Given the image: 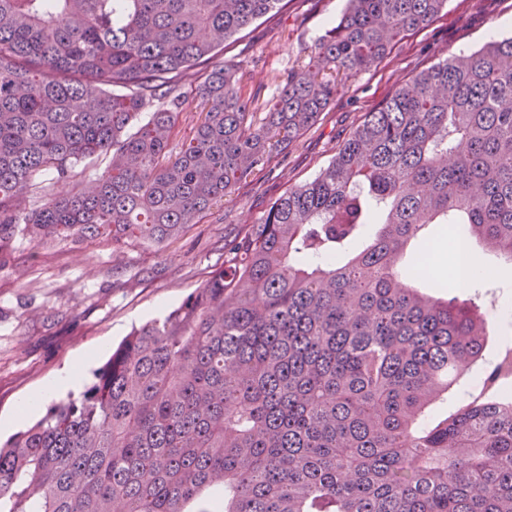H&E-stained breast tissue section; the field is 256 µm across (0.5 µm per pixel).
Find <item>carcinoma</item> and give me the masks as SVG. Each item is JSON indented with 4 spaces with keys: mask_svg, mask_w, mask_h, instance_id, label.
Segmentation results:
<instances>
[{
    "mask_svg": "<svg viewBox=\"0 0 512 512\" xmlns=\"http://www.w3.org/2000/svg\"><path fill=\"white\" fill-rule=\"evenodd\" d=\"M446 3L348 0L261 103L224 46L284 0H0V245L179 238ZM102 155L89 189L16 210ZM428 224L512 269V36L406 78L80 396L0 443V512H193L219 489L224 512H512V352L430 416L490 326L402 274Z\"/></svg>",
    "mask_w": 512,
    "mask_h": 512,
    "instance_id": "1",
    "label": "carcinoma"
}]
</instances>
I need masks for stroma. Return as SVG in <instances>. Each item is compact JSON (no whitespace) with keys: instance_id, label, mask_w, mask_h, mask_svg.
<instances>
[{"instance_id":"stroma-1","label":"stroma","mask_w":512,"mask_h":512,"mask_svg":"<svg viewBox=\"0 0 512 512\" xmlns=\"http://www.w3.org/2000/svg\"><path fill=\"white\" fill-rule=\"evenodd\" d=\"M346 0H293L269 13L228 46L246 92L268 97L279 74L301 64ZM512 33V0H448L441 15L409 34L377 67L347 80L320 120L246 188L228 197L185 235L161 247L79 243L60 237L35 245L15 237L0 247V415L51 378L90 355L104 364L132 326L162 317L223 261V246L247 224L261 223L271 200L313 179L337 146L390 97L401 82L449 55L480 47L491 33ZM459 298L477 299L491 336L485 355L512 348L490 299L512 301V276L473 280Z\"/></svg>"}]
</instances>
